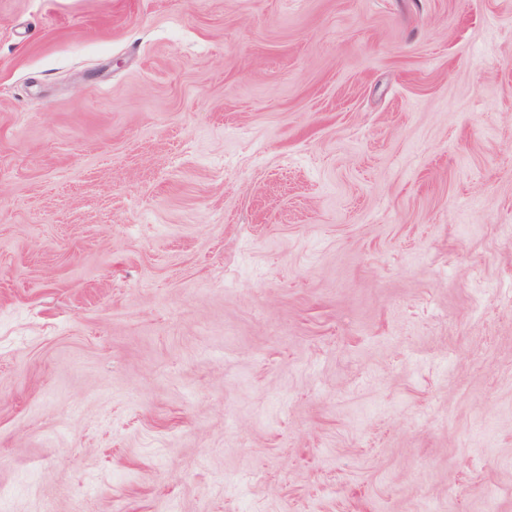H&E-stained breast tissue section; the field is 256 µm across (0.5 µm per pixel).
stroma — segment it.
<instances>
[{"instance_id": "obj_1", "label": "stroma", "mask_w": 512, "mask_h": 512, "mask_svg": "<svg viewBox=\"0 0 512 512\" xmlns=\"http://www.w3.org/2000/svg\"><path fill=\"white\" fill-rule=\"evenodd\" d=\"M512 512V0H0V512Z\"/></svg>"}]
</instances>
